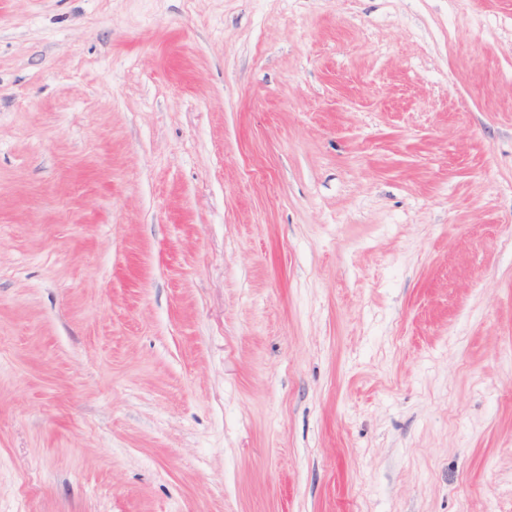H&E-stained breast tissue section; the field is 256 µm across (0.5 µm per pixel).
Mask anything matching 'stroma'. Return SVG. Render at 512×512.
Here are the masks:
<instances>
[{
	"label": "stroma",
	"mask_w": 512,
	"mask_h": 512,
	"mask_svg": "<svg viewBox=\"0 0 512 512\" xmlns=\"http://www.w3.org/2000/svg\"><path fill=\"white\" fill-rule=\"evenodd\" d=\"M0 512H512V0H0Z\"/></svg>",
	"instance_id": "1"
}]
</instances>
